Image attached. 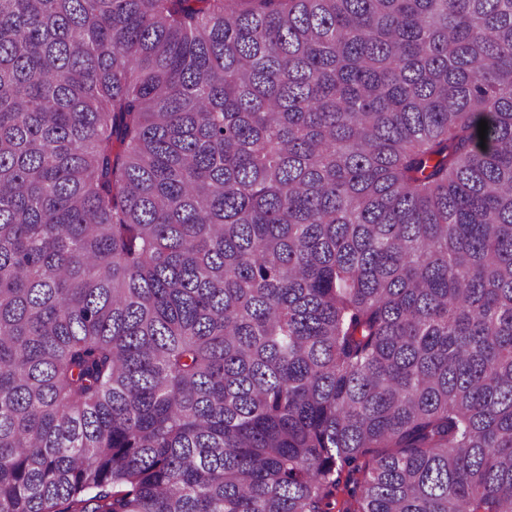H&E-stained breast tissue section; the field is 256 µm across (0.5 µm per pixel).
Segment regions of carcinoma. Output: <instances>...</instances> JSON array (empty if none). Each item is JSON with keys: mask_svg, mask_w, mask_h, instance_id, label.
Instances as JSON below:
<instances>
[{"mask_svg": "<svg viewBox=\"0 0 512 512\" xmlns=\"http://www.w3.org/2000/svg\"><path fill=\"white\" fill-rule=\"evenodd\" d=\"M0 512H512V0H0Z\"/></svg>", "mask_w": 512, "mask_h": 512, "instance_id": "1", "label": "carcinoma"}]
</instances>
